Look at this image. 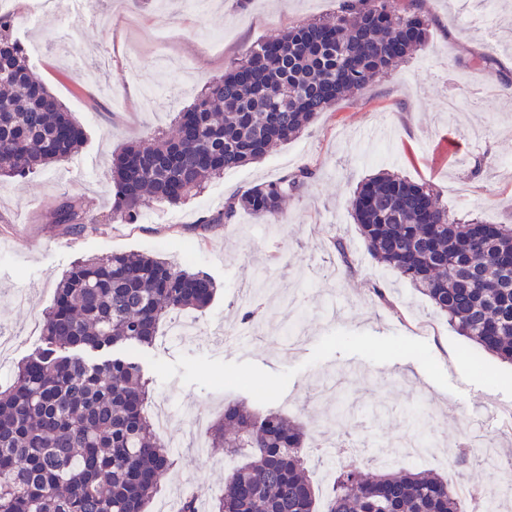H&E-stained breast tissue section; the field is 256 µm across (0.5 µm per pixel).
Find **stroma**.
Returning a JSON list of instances; mask_svg holds the SVG:
<instances>
[{
    "instance_id": "1",
    "label": "stroma",
    "mask_w": 512,
    "mask_h": 512,
    "mask_svg": "<svg viewBox=\"0 0 512 512\" xmlns=\"http://www.w3.org/2000/svg\"><path fill=\"white\" fill-rule=\"evenodd\" d=\"M112 24L71 29L79 0H49L21 41L41 46L30 64L84 129L72 157L25 178L0 180V385L43 346L44 314L61 276L79 259L139 251L208 273L212 304L196 314L200 334L181 341L161 329L136 356L155 400L174 419L164 436L176 459L149 512L187 486L212 504L224 486V453L197 447L181 419L191 411L211 426L225 406L281 411L307 425L308 474L327 495L331 467L347 463L349 441L395 444L407 417L432 425L425 470L452 479L447 451L475 434L512 457V364L449 326L397 271L366 251L350 200L369 176L391 172L434 186L450 212L512 224V0H424L429 44L366 90L321 113L295 139L258 162L225 171L179 205L157 203L137 223L111 220L108 173L121 147L156 131L175 136L174 112L257 42L339 11L342 0H97ZM482 166H475V159ZM309 167L313 178L266 219L239 213L234 223L198 230L203 217L254 185ZM79 201L92 231L65 233L52 214ZM344 239L354 260L345 272L333 248ZM390 296L380 304L376 289ZM263 327L247 339L249 358L219 329L239 324L245 303ZM352 412L330 419L337 400Z\"/></svg>"
}]
</instances>
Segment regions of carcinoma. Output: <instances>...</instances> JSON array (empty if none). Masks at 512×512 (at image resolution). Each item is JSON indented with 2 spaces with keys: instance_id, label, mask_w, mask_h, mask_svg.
I'll list each match as a JSON object with an SVG mask.
<instances>
[{
  "instance_id": "1",
  "label": "carcinoma",
  "mask_w": 512,
  "mask_h": 512,
  "mask_svg": "<svg viewBox=\"0 0 512 512\" xmlns=\"http://www.w3.org/2000/svg\"><path fill=\"white\" fill-rule=\"evenodd\" d=\"M420 11V0H342L336 17L255 45L177 113L176 138L154 136L113 156L111 218L132 224L153 202L177 205L296 137L341 96L425 47ZM83 139L28 64L12 15L0 12V177L63 162ZM311 176L302 167L255 185L200 228L229 224L239 211L274 218ZM350 206L379 263L408 279L460 335L512 363L511 224L455 220L431 188L388 172L363 182ZM79 210L66 202L52 223L79 234ZM214 294L207 273L135 252L69 269L44 319L45 347L0 388V512H147L159 475L174 465L149 415V379L135 361L91 363L81 352L150 346L173 311H201ZM409 425L425 441L427 415ZM211 447L243 457L211 512H316L308 431L287 415L229 405L211 429ZM325 510L469 512V504L440 476L392 467L365 473L351 463L338 468Z\"/></svg>"
}]
</instances>
